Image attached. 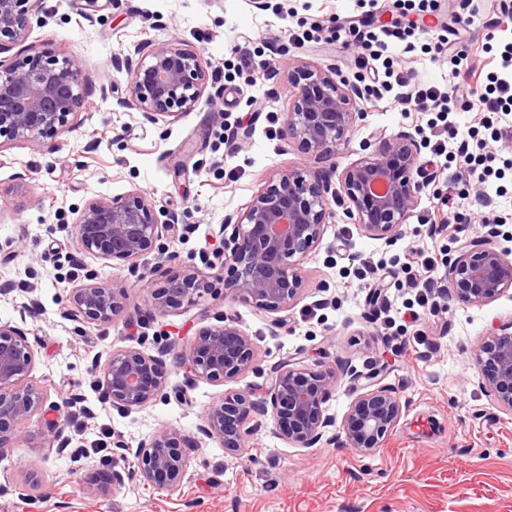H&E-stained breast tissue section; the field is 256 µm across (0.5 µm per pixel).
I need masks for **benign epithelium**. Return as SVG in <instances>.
I'll return each mask as SVG.
<instances>
[{"label": "benign epithelium", "instance_id": "1", "mask_svg": "<svg viewBox=\"0 0 512 512\" xmlns=\"http://www.w3.org/2000/svg\"><path fill=\"white\" fill-rule=\"evenodd\" d=\"M33 0H0V54L29 31L35 16ZM59 51L46 48L21 60L0 62V149L29 138L52 139L69 127L87 105L82 85L83 68L72 58L58 59ZM112 66L127 75L122 103L154 118L190 111L204 95L209 71L197 52L172 44L118 54ZM292 91L280 136L296 144L309 157L333 158L348 143L357 123L365 119V92L351 85L333 67L282 64ZM375 150L339 174V189L319 179L307 180L295 170L266 175L243 210L229 214L219 230L224 267V298L262 309L286 311L304 288L299 261L317 247L324 224L334 217L330 199L341 195L346 217L369 237L392 244L415 214L422 193L438 174L419 164L421 143L409 132L387 136L372 134ZM179 232L178 216L161 220L141 194L131 192L112 199L88 202L73 226L78 249L101 260H120L131 266L156 249L165 235ZM497 228L484 227L478 236L460 243L448 254V299L463 307H481L512 287V258L498 248ZM161 286L143 300L152 316L192 305L204 292V272L193 266L183 271L159 262ZM87 274L71 289L68 316L76 323L108 324L124 307L119 288L93 283ZM186 380L196 378L224 383L254 367L255 349L250 336L220 310L213 322L201 327L190 345L177 350ZM35 353L27 334L0 323V451L23 442L21 424L39 414L49 442L62 453L71 439L65 435L68 415L61 406L43 408L44 398L28 379ZM483 366L482 387L504 411L512 413V332L485 342L478 356ZM336 382L334 369L305 370L289 364L276 374L265 395L251 399L226 391L201 417L197 433L219 439L224 448L242 447L246 434L243 417L253 410L272 412L274 425L289 444L312 448L333 425L323 404ZM96 386L122 412L143 409L168 389L161 361L138 349L112 354ZM171 392L184 397L183 388ZM402 413L396 392L367 385L350 404L341 429L347 447L369 455L381 447ZM187 437L163 427L138 448L118 435L112 440V462L99 478L98 489L108 491L125 484L126 463L134 458L139 478L156 490H180L188 465Z\"/></svg>", "mask_w": 512, "mask_h": 512}]
</instances>
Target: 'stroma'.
<instances>
[{"label":"stroma","instance_id":"stroma-1","mask_svg":"<svg viewBox=\"0 0 512 512\" xmlns=\"http://www.w3.org/2000/svg\"><path fill=\"white\" fill-rule=\"evenodd\" d=\"M461 19L458 42L470 73L456 80L467 97L483 90L499 70V46L512 38V0H114L88 22L78 0H40L38 23L8 56L53 45L84 65L88 105L74 124L54 138L21 140L0 150V322L22 328L34 343L29 378L47 402L82 397L92 416L73 413L70 452L50 446L38 418L23 424L24 444L0 457V512H512V414L499 409L481 385L478 348L491 333L512 331V289L482 307L436 299L423 309L406 263L412 250L433 258L435 275L447 281L446 260L459 241L477 236L481 216L512 205V175L489 180L503 187L491 207L477 200L475 181L450 184L441 173L423 194L417 214L392 246L366 236L348 222L342 200L331 208L319 246L300 262L304 287L285 312L251 304L226 305L224 270L208 272L209 291L192 306L155 319L143 316L144 298L160 285L150 273L154 255L139 268L80 257L72 240L79 211L91 199L142 193L155 211L177 213L189 233L158 241L184 268L201 251H216L225 216L244 209L266 172L298 168L306 178L329 177L364 154L376 131L417 133L428 115L402 112L385 99L367 111L335 160L301 154L282 140L290 86L283 59L336 67L359 82L354 57L366 31L410 27L409 42L392 41L413 85L446 87L448 66L436 59L448 33H422L423 11ZM308 32L299 42L295 33ZM172 42L200 52L208 63V94L188 112L152 119L117 103L126 77L112 68L114 54L144 43ZM247 48L250 69L231 53ZM248 127L252 136L230 144L228 134ZM469 197L456 210L452 228L429 229L420 217L448 194ZM98 283L123 289L124 311L105 325L67 319L70 275L78 263ZM389 270L380 301H372L369 263ZM226 310L254 342L252 370L226 384L197 380L189 402L158 398L151 406L118 412L93 382L96 365L112 353L136 348L158 357L168 384L184 373L175 349L191 343L206 317ZM308 370L332 367L336 384L324 404L334 424L311 448L287 444L271 416H245L241 448L198 439L180 492L167 495L133 479L106 492L93 478L108 464L102 451L112 438L130 446L171 426L196 437L207 407L225 391L261 396L283 363ZM359 379H351L350 371ZM392 388L403 409L374 454L348 448L339 427L369 377Z\"/></svg>","mask_w":512,"mask_h":512}]
</instances>
